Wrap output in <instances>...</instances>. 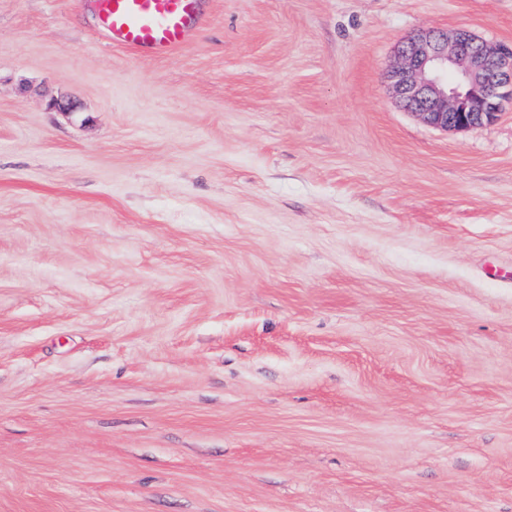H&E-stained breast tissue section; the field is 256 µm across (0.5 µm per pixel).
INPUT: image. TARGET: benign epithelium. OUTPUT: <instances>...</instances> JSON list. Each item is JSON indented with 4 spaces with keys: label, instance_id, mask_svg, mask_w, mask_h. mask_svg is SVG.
Listing matches in <instances>:
<instances>
[{
    "label": "benign epithelium",
    "instance_id": "7a95c632",
    "mask_svg": "<svg viewBox=\"0 0 512 512\" xmlns=\"http://www.w3.org/2000/svg\"><path fill=\"white\" fill-rule=\"evenodd\" d=\"M387 81L404 110L448 131L490 124L512 100V47L468 28L423 30L397 46Z\"/></svg>",
    "mask_w": 512,
    "mask_h": 512
}]
</instances>
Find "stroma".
Masks as SVG:
<instances>
[{"instance_id":"stroma-1","label":"stroma","mask_w":512,"mask_h":512,"mask_svg":"<svg viewBox=\"0 0 512 512\" xmlns=\"http://www.w3.org/2000/svg\"><path fill=\"white\" fill-rule=\"evenodd\" d=\"M202 9L0 0V512H512V103L386 81L512 0ZM202 0H95L106 39L135 52L164 56L203 22Z\"/></svg>"}]
</instances>
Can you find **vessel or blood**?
Masks as SVG:
<instances>
[{"instance_id":"1","label":"vessel or blood","mask_w":512,"mask_h":512,"mask_svg":"<svg viewBox=\"0 0 512 512\" xmlns=\"http://www.w3.org/2000/svg\"><path fill=\"white\" fill-rule=\"evenodd\" d=\"M112 44L163 56L185 44L203 22L201 0H95Z\"/></svg>"}]
</instances>
